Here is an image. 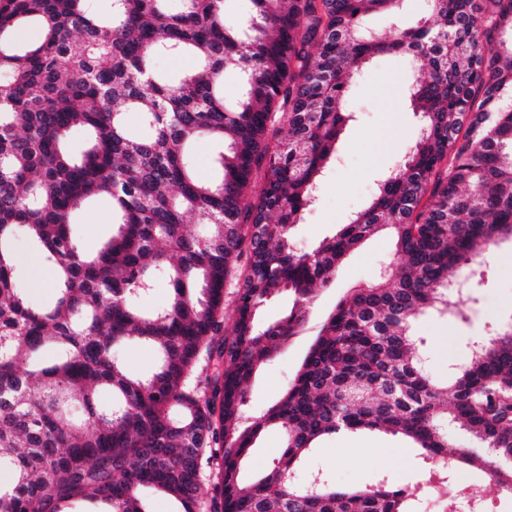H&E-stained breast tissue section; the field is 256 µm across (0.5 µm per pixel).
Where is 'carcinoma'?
<instances>
[{
	"instance_id": "carcinoma-1",
	"label": "carcinoma",
	"mask_w": 512,
	"mask_h": 512,
	"mask_svg": "<svg viewBox=\"0 0 512 512\" xmlns=\"http://www.w3.org/2000/svg\"><path fill=\"white\" fill-rule=\"evenodd\" d=\"M229 2L182 0L170 14L166 0H111L100 17L87 0H0V471L15 474L0 484V512H72L77 501L146 512L145 488L180 512H418L427 492L478 508L484 489L461 479L469 469L512 493V318L467 347L444 385L413 332L429 314L467 320L472 287L450 272L512 241V0H430L422 24L385 38L361 19L399 0H246L237 19ZM31 23L39 39L24 43L17 33ZM405 51L420 61L409 98L423 133L368 207L298 251L295 226L354 120L343 101L355 75ZM163 55L197 67L164 77ZM76 128L87 142L74 153ZM202 138L219 146L207 183L187 157ZM104 195L112 236L88 253L73 218ZM189 216L205 235L184 232ZM19 231L57 273L43 307L15 281ZM383 232L393 261L349 289L279 400L248 417L258 367L297 334L346 257ZM160 279L167 301L147 308ZM285 293L290 310L258 323ZM133 338L158 354L146 378L119 355ZM47 350L18 371L22 353ZM101 387L108 407L96 403ZM444 418L477 447L448 439ZM266 429L282 450L248 482L243 458ZM360 430L406 439L433 468L412 488H340L319 469L297 481L326 439Z\"/></svg>"
}]
</instances>
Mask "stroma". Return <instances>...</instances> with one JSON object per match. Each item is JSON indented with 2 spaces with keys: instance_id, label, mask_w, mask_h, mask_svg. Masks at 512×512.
<instances>
[{
  "instance_id": "35a3bbf8",
  "label": "stroma",
  "mask_w": 512,
  "mask_h": 512,
  "mask_svg": "<svg viewBox=\"0 0 512 512\" xmlns=\"http://www.w3.org/2000/svg\"><path fill=\"white\" fill-rule=\"evenodd\" d=\"M429 15V0H402L393 14H371L363 27L387 37L395 30L412 28ZM419 62L409 53L374 57L348 92L344 107L355 120L338 143V162L332 165L296 226V244L306 250L338 225L349 223L378 191L380 180L402 164L423 126L405 99L408 86L419 76ZM75 233L85 250H96L112 234V202L103 198L76 218ZM390 237L378 234L349 256L335 282L319 289L300 332L271 362L260 367L249 387V406L261 414L279 400L293 378L327 317L348 289L374 280L392 259ZM474 284L476 300L467 321L428 316L416 324L424 339L429 369L436 380L448 378L450 363L460 360L469 339L495 335L512 316V242L497 246L486 263L462 268ZM336 485L363 486L385 480L393 487L411 485L427 470L415 451L397 437L376 431L340 432L323 442L313 459Z\"/></svg>"
}]
</instances>
